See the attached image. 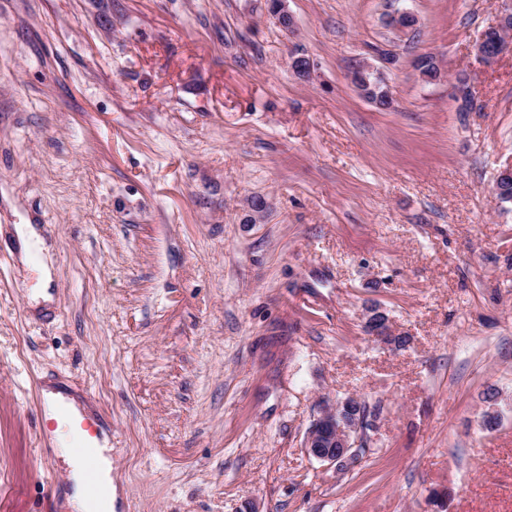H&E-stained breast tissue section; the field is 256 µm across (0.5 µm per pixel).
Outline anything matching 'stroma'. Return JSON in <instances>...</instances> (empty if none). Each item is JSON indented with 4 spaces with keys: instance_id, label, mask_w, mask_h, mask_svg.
Segmentation results:
<instances>
[{
    "instance_id": "1",
    "label": "stroma",
    "mask_w": 512,
    "mask_h": 512,
    "mask_svg": "<svg viewBox=\"0 0 512 512\" xmlns=\"http://www.w3.org/2000/svg\"><path fill=\"white\" fill-rule=\"evenodd\" d=\"M285 7L291 33L269 0H0V512H68L47 388L102 422L112 512H512V52L474 51L508 4ZM348 396L339 468L305 441ZM36 224H16L15 231L19 241L20 261L29 265L36 263L40 270V292L37 298L43 303H49L52 296L49 286L53 279V262L51 246L40 232ZM381 315H384L382 312H379L376 309H371L369 311V315L367 316L365 327L368 334L375 340L386 344L391 347L397 348L403 344V340L400 337L393 336L390 333V330H387V327H378L377 323ZM389 334V335H388Z\"/></svg>"
}]
</instances>
